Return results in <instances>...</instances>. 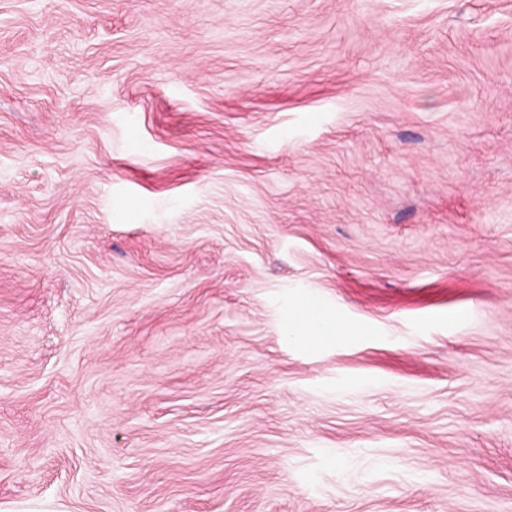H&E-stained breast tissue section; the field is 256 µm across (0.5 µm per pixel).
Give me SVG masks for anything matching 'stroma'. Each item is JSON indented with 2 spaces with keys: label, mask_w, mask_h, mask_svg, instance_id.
I'll return each mask as SVG.
<instances>
[{
  "label": "stroma",
  "mask_w": 512,
  "mask_h": 512,
  "mask_svg": "<svg viewBox=\"0 0 512 512\" xmlns=\"http://www.w3.org/2000/svg\"><path fill=\"white\" fill-rule=\"evenodd\" d=\"M0 512H512V0H0ZM288 335L290 340L298 343H321L346 336V332L319 303L301 300L292 312Z\"/></svg>",
  "instance_id": "stroma-1"
}]
</instances>
